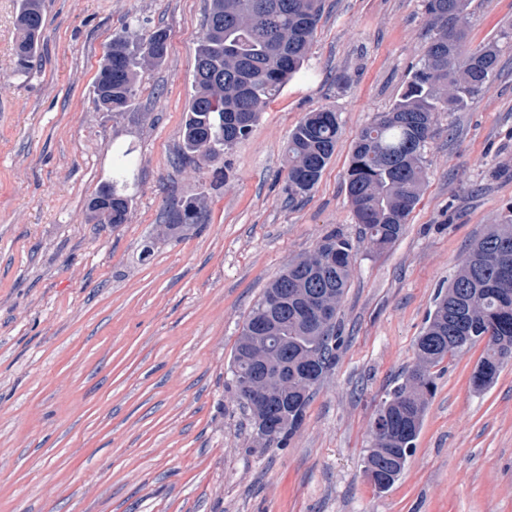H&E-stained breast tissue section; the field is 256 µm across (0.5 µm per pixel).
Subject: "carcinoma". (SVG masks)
Masks as SVG:
<instances>
[{
	"label": "carcinoma",
	"instance_id": "carcinoma-1",
	"mask_svg": "<svg viewBox=\"0 0 512 512\" xmlns=\"http://www.w3.org/2000/svg\"><path fill=\"white\" fill-rule=\"evenodd\" d=\"M470 0H422L431 35L421 59L394 105L377 113L361 128L352 148L346 193L359 236L351 239L329 232L314 251L290 260L252 307L234 348L230 372L239 400L247 409L263 397L243 388L254 370L246 359L256 342L254 326L269 321L278 337L269 354L270 372L300 370L314 359L325 374L336 361L344 338L336 326L322 328L306 318L305 303L313 295L340 304L348 286L353 259L362 245L384 250L404 231L418 204L427 172L423 153L442 112L468 105L496 71L497 42L468 46L460 24ZM324 0H209L203 33L196 50L195 90L182 130L180 162L198 170L213 165L224 152L246 139L262 110L288 81L297 77L314 40ZM45 23L42 0H18L15 71L26 74L39 47ZM166 53V31L139 24L112 38L94 82L98 108L116 114L135 95L138 69L160 64ZM336 112L319 108L295 125L286 153L288 201L306 197L318 184L340 139ZM125 151L113 169L112 197L97 193L88 203V223H126L130 200L125 193ZM205 223L194 199L165 213L157 238L142 249L151 255L156 239L179 238ZM487 283L482 303L462 311L470 287ZM288 294V306L268 318L265 301L273 292ZM484 343L471 377L476 390H485L512 359V204L501 223L492 224L468 249L446 292L416 339V362L393 387L382 405L391 424L387 438H372L364 458L370 482L384 492L403 473L420 433L429 398L436 390L433 369L477 343ZM313 387L288 390L282 397L280 425L263 445L284 448L300 430Z\"/></svg>",
	"mask_w": 512,
	"mask_h": 512
}]
</instances>
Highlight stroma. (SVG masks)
I'll use <instances>...</instances> for the list:
<instances>
[{"label":"stroma","mask_w":512,"mask_h":512,"mask_svg":"<svg viewBox=\"0 0 512 512\" xmlns=\"http://www.w3.org/2000/svg\"><path fill=\"white\" fill-rule=\"evenodd\" d=\"M41 55L15 72L17 0H0V512H512V361L474 390V345L436 391L387 491L364 473L376 405L473 241L512 203V0H472L469 43L496 74L441 114L420 203L389 249H361L336 326L345 339L288 447H263L229 364L244 322L289 260L330 231L357 237L352 142L387 111L429 37L421 0H325L303 72L216 168L177 156L206 0H45ZM165 28L130 107L93 86L113 35ZM342 136L297 206L288 137L313 109ZM130 151L128 221H86ZM204 197L200 230L141 250L165 210Z\"/></svg>","instance_id":"stroma-1"}]
</instances>
